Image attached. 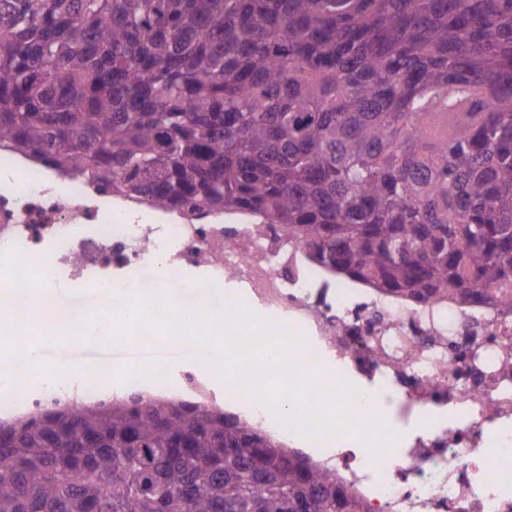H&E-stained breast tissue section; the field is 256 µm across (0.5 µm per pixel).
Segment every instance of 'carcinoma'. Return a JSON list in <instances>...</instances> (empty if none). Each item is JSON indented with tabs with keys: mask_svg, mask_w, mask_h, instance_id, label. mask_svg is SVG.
Listing matches in <instances>:
<instances>
[{
	"mask_svg": "<svg viewBox=\"0 0 512 512\" xmlns=\"http://www.w3.org/2000/svg\"><path fill=\"white\" fill-rule=\"evenodd\" d=\"M0 149L281 224L384 294L512 299V0H0ZM0 512L363 504L235 415L134 398L0 424Z\"/></svg>",
	"mask_w": 512,
	"mask_h": 512,
	"instance_id": "cac0c4a2",
	"label": "carcinoma"
}]
</instances>
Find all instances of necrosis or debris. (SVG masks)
I'll return each mask as SVG.
<instances>
[{
	"instance_id": "obj_1",
	"label": "necrosis or debris",
	"mask_w": 512,
	"mask_h": 512,
	"mask_svg": "<svg viewBox=\"0 0 512 512\" xmlns=\"http://www.w3.org/2000/svg\"><path fill=\"white\" fill-rule=\"evenodd\" d=\"M45 257L41 271L76 288L102 284L140 296L178 285L165 302L224 317L248 311L290 333L309 376L298 387L338 400L345 421L360 406L396 437L380 456L340 435L313 439L256 392L187 363L161 371L153 391L200 405L237 407L244 420L304 448L355 489L365 512H512V306L388 298L309 260L279 225L220 214L183 217L129 205L0 154V256ZM56 371L42 394L20 387L0 401V422L49 405L108 402L112 367L83 370L79 389Z\"/></svg>"
}]
</instances>
